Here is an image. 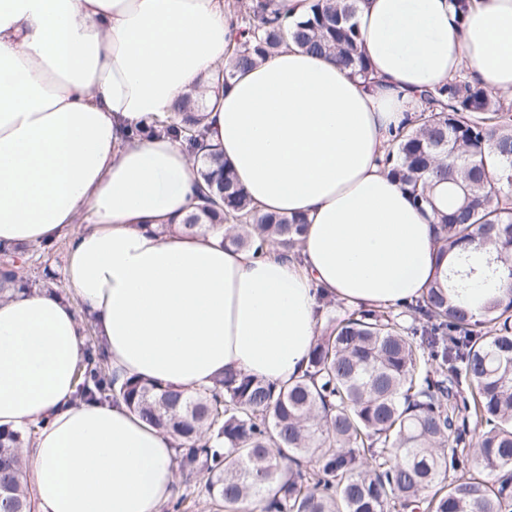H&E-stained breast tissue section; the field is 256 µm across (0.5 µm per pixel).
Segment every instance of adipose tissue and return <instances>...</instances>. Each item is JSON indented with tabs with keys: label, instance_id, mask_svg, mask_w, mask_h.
<instances>
[{
	"label": "adipose tissue",
	"instance_id": "obj_1",
	"mask_svg": "<svg viewBox=\"0 0 512 512\" xmlns=\"http://www.w3.org/2000/svg\"><path fill=\"white\" fill-rule=\"evenodd\" d=\"M375 82L294 46L211 82L234 36L224 0H0V243L70 239L65 291L0 298V428L24 449L35 512H159L175 441L124 402L75 398L83 319L109 372L192 392L233 368L282 384L326 309L420 299L433 211L384 170L392 129L461 69L512 91V0H361ZM197 92L207 141L261 212L303 214L298 256L185 233L197 159L141 135ZM94 221L76 230L83 209Z\"/></svg>",
	"mask_w": 512,
	"mask_h": 512
}]
</instances>
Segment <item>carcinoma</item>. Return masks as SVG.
Listing matches in <instances>:
<instances>
[{"label":"carcinoma","instance_id":"carcinoma-1","mask_svg":"<svg viewBox=\"0 0 512 512\" xmlns=\"http://www.w3.org/2000/svg\"><path fill=\"white\" fill-rule=\"evenodd\" d=\"M359 0H313L287 27L273 0H251L234 15L227 82L286 40L328 55L364 84L372 71L355 21ZM246 36L240 40V36ZM424 107L391 135L388 174L418 207L448 184L447 211L432 225L437 272L424 297L399 308H344L329 315L306 371L282 385L226 369L187 395L157 381L106 372L105 349L89 340L77 369L83 396L122 400L175 437L187 485L206 474L221 512L249 502L264 512H512V99L461 70L421 93ZM199 103L186 96L156 120L193 152L197 211L183 229L228 224L224 243L284 253L300 247L303 218L261 214L216 149H207ZM488 247L497 264L478 276L500 281L475 319L448 298L472 271L468 247ZM16 248L0 246V293L16 283ZM22 434L0 433V512H31L21 480Z\"/></svg>","mask_w":512,"mask_h":512}]
</instances>
